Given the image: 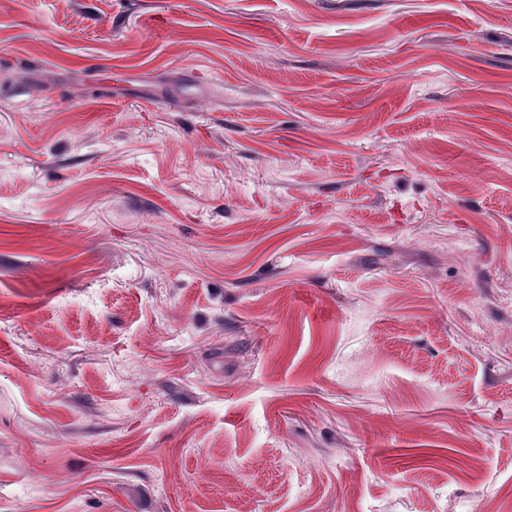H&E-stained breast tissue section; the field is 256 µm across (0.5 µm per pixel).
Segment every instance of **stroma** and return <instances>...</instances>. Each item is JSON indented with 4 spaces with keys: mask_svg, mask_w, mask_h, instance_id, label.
Masks as SVG:
<instances>
[{
    "mask_svg": "<svg viewBox=\"0 0 512 512\" xmlns=\"http://www.w3.org/2000/svg\"><path fill=\"white\" fill-rule=\"evenodd\" d=\"M512 0H0V512H512Z\"/></svg>",
    "mask_w": 512,
    "mask_h": 512,
    "instance_id": "obj_1",
    "label": "stroma"
}]
</instances>
